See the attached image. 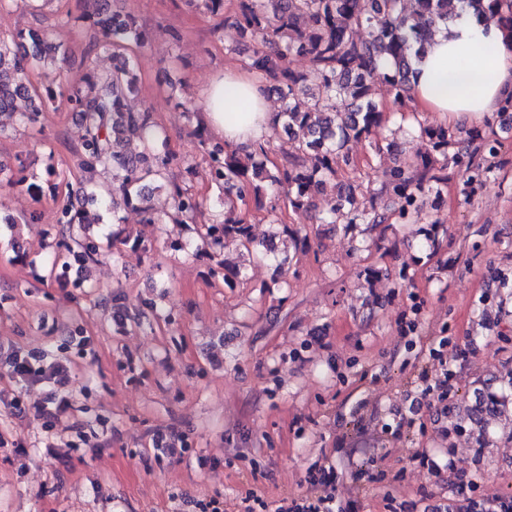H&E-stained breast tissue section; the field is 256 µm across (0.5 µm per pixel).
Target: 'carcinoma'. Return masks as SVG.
<instances>
[{
	"mask_svg": "<svg viewBox=\"0 0 512 512\" xmlns=\"http://www.w3.org/2000/svg\"><path fill=\"white\" fill-rule=\"evenodd\" d=\"M472 8L477 17L497 19L512 29V0H416L408 9L406 0H239L236 26L256 43L248 66L260 73L266 89L276 92L281 107V128L295 140V152L280 164L267 167L265 144L240 153L220 141L204 143L209 158L210 181L223 192L224 220L196 230L198 240L163 239L162 248L175 252L205 253L214 262L211 274L233 288L242 272L224 262V245L233 239L246 251L261 258L275 255L274 243H257L251 226L238 212V205L260 200L269 189L280 191L288 206L306 210L313 197L327 186L337 189L339 204L323 217L326 224H413L421 220L434 228L439 218L425 211L429 201L440 198L448 181V167L458 169L464 185L481 184L493 171L500 140L495 124L512 121V99L503 102L497 115L481 127L466 131L471 150H459L461 131L442 123L418 122L419 138L426 152L405 156L398 145L374 142V148L395 155L394 165L383 171L380 188L370 207L346 208L352 187L339 180L341 172L354 165L351 144L369 141L383 122L374 76L379 60H393V70L383 76L399 103L409 98L413 60L419 57L428 37L456 15ZM94 26L105 46L112 48L115 64L98 88V78H88L56 94L31 87L30 62L53 59L60 45L49 36L19 32L0 36V114L7 112L20 125L39 122L57 98L68 101L80 113L84 135L77 155L78 167L92 173L112 171V196L97 195L90 181L80 185L84 203L78 209L66 200L58 207L57 223L64 239L46 256L49 274L76 262L87 268L99 244L86 234L89 224L122 223L120 212L132 207L144 215L146 224L195 223L203 205L189 189L171 180L174 158L166 139L147 109L134 111L128 100L138 92V80L125 46L142 41L128 13L91 10ZM365 30L362 39L358 32ZM306 57L317 82L292 67L293 60ZM165 189L171 199L169 212L158 215L147 206L152 193Z\"/></svg>",
	"mask_w": 512,
	"mask_h": 512,
	"instance_id": "cac0c4a2",
	"label": "carcinoma"
}]
</instances>
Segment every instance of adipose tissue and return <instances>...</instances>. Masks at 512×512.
<instances>
[{
    "instance_id": "ef3b65f1",
    "label": "adipose tissue",
    "mask_w": 512,
    "mask_h": 512,
    "mask_svg": "<svg viewBox=\"0 0 512 512\" xmlns=\"http://www.w3.org/2000/svg\"><path fill=\"white\" fill-rule=\"evenodd\" d=\"M415 111L436 112L449 125L483 120L512 97V31L460 12L435 34L414 63ZM201 120L231 147L263 141L276 127L264 82L225 69L203 91Z\"/></svg>"
}]
</instances>
